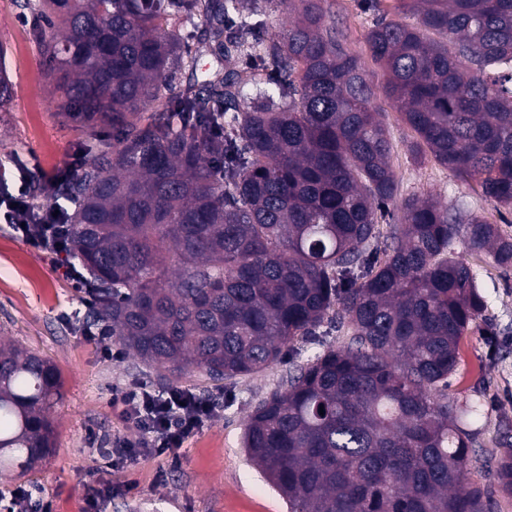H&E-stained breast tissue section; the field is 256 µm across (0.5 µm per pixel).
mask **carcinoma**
Instances as JSON below:
<instances>
[{"label": "carcinoma", "instance_id": "cac0c4a2", "mask_svg": "<svg viewBox=\"0 0 512 512\" xmlns=\"http://www.w3.org/2000/svg\"><path fill=\"white\" fill-rule=\"evenodd\" d=\"M258 0H22L52 94L83 131L57 183L66 254L87 270L82 326L109 331L170 386L295 365L243 434L290 512H491L466 486L484 403L448 394L482 316L476 271L512 268V236L457 205L404 196L379 100L424 153L512 209V0H395L366 42L336 38L326 0L266 37ZM206 57L209 67L200 69ZM12 95L0 48V106ZM112 129V140L101 130ZM397 227L378 247L379 221ZM57 367L0 342V472L53 449ZM324 413H319V410ZM512 497V444L494 458Z\"/></svg>", "mask_w": 512, "mask_h": 512}]
</instances>
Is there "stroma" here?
Returning <instances> with one entry per match:
<instances>
[{"instance_id": "1", "label": "stroma", "mask_w": 512, "mask_h": 512, "mask_svg": "<svg viewBox=\"0 0 512 512\" xmlns=\"http://www.w3.org/2000/svg\"><path fill=\"white\" fill-rule=\"evenodd\" d=\"M335 3L346 50L367 57L365 34L375 14L364 10L361 0ZM32 25V16L21 14L15 0H0V44L7 49L5 66L13 84L11 99L0 106V168L10 173L21 161L36 176L68 164L86 136L51 96ZM382 120L393 137L403 193L464 203L467 213L512 235V211L496 207L433 159L414 160L409 154L413 135L396 110L385 108ZM465 259L479 274L487 308L461 338V361L448 392L459 398L478 395L486 403L468 477L491 490L488 465L503 440L512 438V269H499L482 255L469 253ZM68 267L66 258L50 260L0 224V339L49 359L64 393L52 411L53 455L25 475L0 474V494L23 488L50 499L53 512H85L87 486L108 482L112 497L104 512H288L247 460L242 435L252 409L287 379L289 362L217 385L196 373L183 375L178 387L217 407L203 429L184 443L176 459L146 454L130 465L113 463L106 448L115 438L137 435L113 405L114 390L137 386L156 394L162 387L156 372L136 356L105 357L106 349H117L115 339L83 334L76 315L85 306Z\"/></svg>"}]
</instances>
